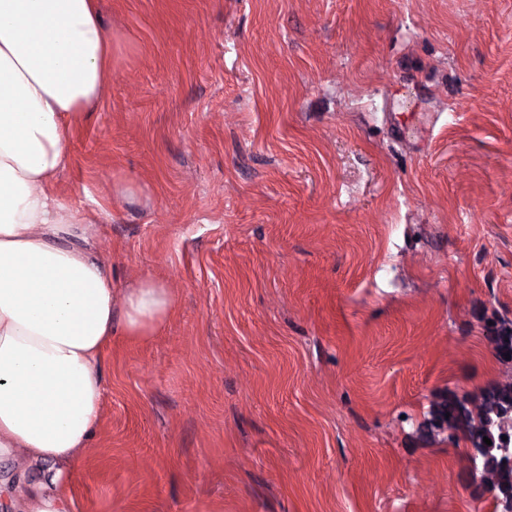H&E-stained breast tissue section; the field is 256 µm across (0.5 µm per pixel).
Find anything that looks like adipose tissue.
Wrapping results in <instances>:
<instances>
[{
  "mask_svg": "<svg viewBox=\"0 0 512 512\" xmlns=\"http://www.w3.org/2000/svg\"><path fill=\"white\" fill-rule=\"evenodd\" d=\"M111 68L95 0H0V455L45 469L25 490L0 489L20 512H70L104 350L157 335L175 308L154 279L116 288L85 247L88 214L52 189Z\"/></svg>",
  "mask_w": 512,
  "mask_h": 512,
  "instance_id": "ef3b65f1",
  "label": "adipose tissue"
}]
</instances>
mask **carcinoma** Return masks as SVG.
<instances>
[{
    "label": "carcinoma",
    "instance_id": "cac0c4a2",
    "mask_svg": "<svg viewBox=\"0 0 512 512\" xmlns=\"http://www.w3.org/2000/svg\"><path fill=\"white\" fill-rule=\"evenodd\" d=\"M496 355L512 356V322L497 321L491 329ZM429 433H462L480 451L478 477L494 494L501 512H512V384L486 389L477 400L450 394L437 403L420 425ZM491 440L487 445L483 438Z\"/></svg>",
    "mask_w": 512,
    "mask_h": 512
}]
</instances>
